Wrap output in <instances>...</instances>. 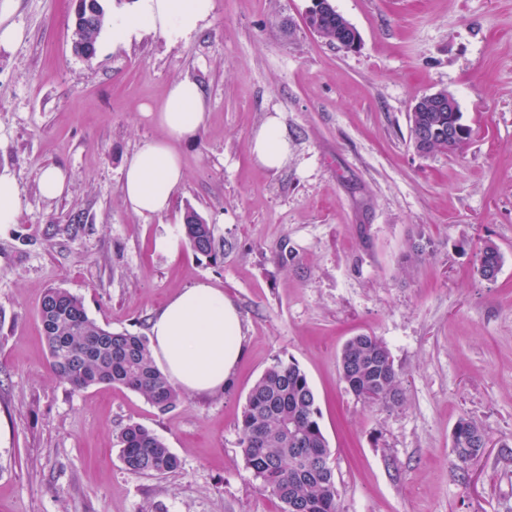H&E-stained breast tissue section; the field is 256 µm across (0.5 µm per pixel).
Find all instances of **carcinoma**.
I'll use <instances>...</instances> for the list:
<instances>
[{
	"label": "carcinoma",
	"instance_id": "obj_1",
	"mask_svg": "<svg viewBox=\"0 0 512 512\" xmlns=\"http://www.w3.org/2000/svg\"><path fill=\"white\" fill-rule=\"evenodd\" d=\"M108 21L106 0H81L73 22V51L91 58ZM323 39L336 43V13L320 18ZM452 112H417L415 122L448 129ZM195 255L217 257L214 226L191 211L183 227ZM501 254L484 245L482 278L499 271ZM38 317L52 373L74 390L106 384L141 394L161 412L180 401L178 389L154 362L143 334L113 332L91 319L83 300L60 288L42 296ZM342 380L357 398L378 405L402 401L399 374L385 344L376 336L348 339L339 358ZM240 451L261 487L281 504V512H340L331 450L320 425L316 396L306 374L293 361L276 360L250 389L241 419ZM126 469L136 475H164L180 466L178 457L153 431L125 426L117 436ZM452 448L460 467L484 453L480 427L460 418L452 431Z\"/></svg>",
	"mask_w": 512,
	"mask_h": 512
}]
</instances>
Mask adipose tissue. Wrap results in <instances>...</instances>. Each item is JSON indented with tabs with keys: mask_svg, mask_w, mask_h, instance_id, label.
<instances>
[{
	"mask_svg": "<svg viewBox=\"0 0 512 512\" xmlns=\"http://www.w3.org/2000/svg\"><path fill=\"white\" fill-rule=\"evenodd\" d=\"M214 0H136L131 14L112 17V40L128 43L149 29L176 43L203 29ZM207 103L192 81L174 83L156 120L165 139L144 143L123 168L122 195L127 207L142 217H159L172 205L183 182L177 141L200 131ZM256 161L267 168L288 159V138L278 116L261 125L251 141ZM153 357L175 385L195 394H218L233 375L242 355L241 315L222 289L205 281L173 295L156 310L149 332Z\"/></svg>",
	"mask_w": 512,
	"mask_h": 512,
	"instance_id": "obj_1",
	"label": "adipose tissue"
}]
</instances>
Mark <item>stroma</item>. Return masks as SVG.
Listing matches in <instances>:
<instances>
[{"mask_svg": "<svg viewBox=\"0 0 512 512\" xmlns=\"http://www.w3.org/2000/svg\"><path fill=\"white\" fill-rule=\"evenodd\" d=\"M358 30L347 52L311 32V0H214L207 26L168 43L126 44L104 28L72 50V0H18L23 38L0 49V167L20 188L0 228V512H280L246 468L238 422L275 360L306 373L331 448L342 512H512V0H333ZM196 82L204 127L177 142L185 179L165 215L122 199V170L163 137L153 113L169 87ZM445 90L471 138L418 153L409 113ZM271 115L288 160L250 152ZM50 167L62 195H41ZM229 250L195 256L187 211ZM176 248L163 247L167 235ZM433 252L406 257L419 238ZM502 256L477 272L485 243ZM207 280L238 306L244 355L223 393H182L162 413L106 385L74 390L48 365L37 304L50 288L82 298L115 332L148 333L172 295ZM379 337L402 405L356 398L338 360L352 336ZM486 448L467 468L459 418ZM156 433L181 461L130 473L117 436ZM66 174L60 169H50L45 171L39 182L41 194L47 198H53L60 195L66 185ZM452 448L462 469L482 456L485 438L480 427L467 418L458 419L452 431Z\"/></svg>", "mask_w": 512, "mask_h": 512, "instance_id": "obj_1", "label": "stroma"}]
</instances>
